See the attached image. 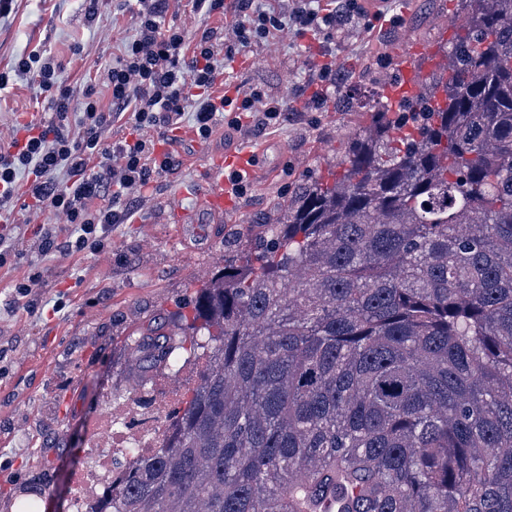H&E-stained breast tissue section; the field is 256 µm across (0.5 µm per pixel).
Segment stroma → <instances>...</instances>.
Instances as JSON below:
<instances>
[{"label": "stroma", "instance_id": "35a3bbf8", "mask_svg": "<svg viewBox=\"0 0 512 512\" xmlns=\"http://www.w3.org/2000/svg\"><path fill=\"white\" fill-rule=\"evenodd\" d=\"M119 0H14L0 18V70L31 51L61 67L81 101L99 64L111 60L133 26ZM388 19L373 30L347 26L342 43H319L282 31L227 63L226 82L264 87L287 102L284 122L262 133L218 128L208 142H166L174 172L154 178L124 224L113 225L102 249L44 258L36 227L57 223L51 210L34 215L17 244L13 266L0 268V512L21 493L44 490L43 512H68L70 475L84 460L85 421L104 397L140 389L128 362L130 338L171 321L202 276L221 264L224 243L287 209L308 179H330L344 156L358 111L374 93L392 91L416 58L412 42L436 51L447 40L444 19L461 18L459 0H389ZM331 65L343 77L317 112L305 109L315 70ZM49 95L29 75H11L0 91V145L19 125L47 123ZM252 152L249 186L233 208L205 200L206 168L227 145ZM50 268L30 306L13 305L12 285L32 265Z\"/></svg>", "mask_w": 512, "mask_h": 512}]
</instances>
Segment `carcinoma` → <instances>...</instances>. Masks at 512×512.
I'll return each instance as SVG.
<instances>
[{
  "mask_svg": "<svg viewBox=\"0 0 512 512\" xmlns=\"http://www.w3.org/2000/svg\"><path fill=\"white\" fill-rule=\"evenodd\" d=\"M461 4L333 181L131 339L204 363L90 512H512V0Z\"/></svg>",
  "mask_w": 512,
  "mask_h": 512,
  "instance_id": "cac0c4a2",
  "label": "carcinoma"
}]
</instances>
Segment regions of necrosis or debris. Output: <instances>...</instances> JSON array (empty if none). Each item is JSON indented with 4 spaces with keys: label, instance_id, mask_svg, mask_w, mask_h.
<instances>
[{
    "label": "necrosis or debris",
    "instance_id": "1",
    "mask_svg": "<svg viewBox=\"0 0 512 512\" xmlns=\"http://www.w3.org/2000/svg\"><path fill=\"white\" fill-rule=\"evenodd\" d=\"M195 361L178 358L156 383L126 397H107L103 410L90 422L85 440L87 462L71 478L69 512L91 507L118 481L122 471L146 449L159 447L168 436Z\"/></svg>",
    "mask_w": 512,
    "mask_h": 512
}]
</instances>
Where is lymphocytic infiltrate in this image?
Masks as SVG:
<instances>
[{
  "instance_id": "lymphocytic-infiltrate-1",
  "label": "lymphocytic infiltrate",
  "mask_w": 512,
  "mask_h": 512,
  "mask_svg": "<svg viewBox=\"0 0 512 512\" xmlns=\"http://www.w3.org/2000/svg\"><path fill=\"white\" fill-rule=\"evenodd\" d=\"M190 2L196 14L225 16L224 27L191 32L168 20V0H134L132 31L119 55L98 68L79 113L71 111L72 92L52 56L36 52L18 61L16 72L35 75L49 92L56 119L0 145V268L12 265L22 225L46 208L63 221L41 225L43 255L96 251L112 225L134 215L152 177L171 169L170 157L156 156V145L184 119L203 142L219 125L241 127L244 114L266 129L278 125L287 110L281 99L257 88L225 94L220 78L236 55L286 28L332 40L367 15L361 0ZM229 110L234 118H226ZM122 119L130 137L103 146L105 131ZM22 175L28 178L23 188Z\"/></svg>"
}]
</instances>
